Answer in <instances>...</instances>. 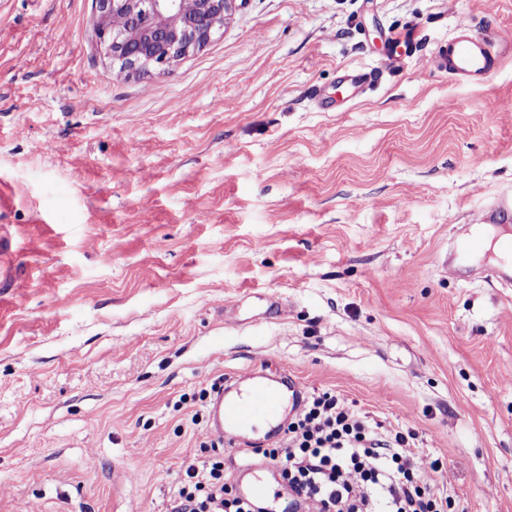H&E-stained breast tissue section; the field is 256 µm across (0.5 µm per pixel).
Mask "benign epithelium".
<instances>
[{
	"mask_svg": "<svg viewBox=\"0 0 512 512\" xmlns=\"http://www.w3.org/2000/svg\"><path fill=\"white\" fill-rule=\"evenodd\" d=\"M237 0H195L187 13L181 0H96L94 33L119 74L162 73L203 47L231 15ZM124 24L117 27L113 19Z\"/></svg>",
	"mask_w": 512,
	"mask_h": 512,
	"instance_id": "obj_1",
	"label": "benign epithelium"
}]
</instances>
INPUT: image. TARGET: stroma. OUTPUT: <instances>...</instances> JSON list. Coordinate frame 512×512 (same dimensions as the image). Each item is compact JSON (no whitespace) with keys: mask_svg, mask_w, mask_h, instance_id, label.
Segmentation results:
<instances>
[{"mask_svg":"<svg viewBox=\"0 0 512 512\" xmlns=\"http://www.w3.org/2000/svg\"><path fill=\"white\" fill-rule=\"evenodd\" d=\"M94 19L0 0V512H169L205 393L263 363L512 512V283L436 265L512 196V53L437 54L512 0H244L155 76ZM507 48L501 43L473 36L469 27L461 28L448 43L442 63L449 73L474 79H489Z\"/></svg>","mask_w":512,"mask_h":512,"instance_id":"35a3bbf8","label":"stroma"}]
</instances>
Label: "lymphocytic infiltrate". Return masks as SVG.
Segmentation results:
<instances>
[{
    "label": "lymphocytic infiltrate",
    "instance_id": "f902f5d3",
    "mask_svg": "<svg viewBox=\"0 0 512 512\" xmlns=\"http://www.w3.org/2000/svg\"><path fill=\"white\" fill-rule=\"evenodd\" d=\"M403 433L384 436L335 394L314 397L291 419L278 446L263 450L294 502L316 512H448L440 460L409 450ZM171 512H282L243 498L212 456L188 465Z\"/></svg>",
    "mask_w": 512,
    "mask_h": 512
}]
</instances>
